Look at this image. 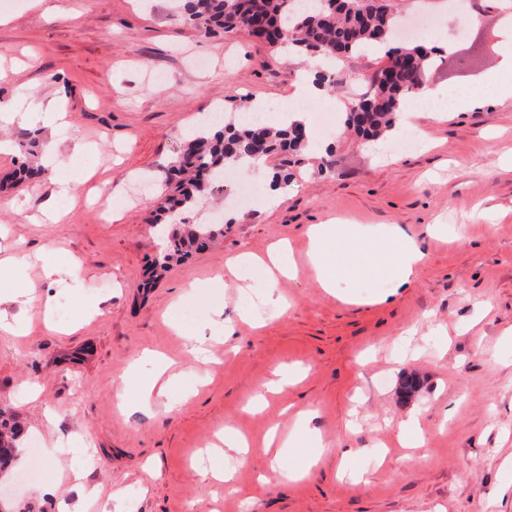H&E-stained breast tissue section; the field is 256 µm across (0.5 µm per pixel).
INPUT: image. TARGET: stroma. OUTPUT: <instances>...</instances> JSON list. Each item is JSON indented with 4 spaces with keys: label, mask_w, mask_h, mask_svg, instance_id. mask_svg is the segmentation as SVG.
Instances as JSON below:
<instances>
[{
    "label": "stroma",
    "mask_w": 512,
    "mask_h": 512,
    "mask_svg": "<svg viewBox=\"0 0 512 512\" xmlns=\"http://www.w3.org/2000/svg\"><path fill=\"white\" fill-rule=\"evenodd\" d=\"M501 20L494 8L464 30L453 13L437 15L450 49L428 71L430 84L452 100L480 90L502 56ZM382 64L377 53L343 56L337 67L349 84L329 99L295 102L330 152L325 172L312 160L295 167L298 188L276 207L262 197L233 205L240 183L226 182L185 217L201 224L223 206L232 218L223 234L155 279L173 227L150 220L189 132L212 107L245 99L276 116L306 57L242 32L205 35L173 16L170 0H0V103L34 117L51 106L64 113L65 125L44 128L39 142L83 160L74 216L31 223L53 186L16 182L28 127L1 129L16 149L0 155V230L20 251L85 269L79 282L33 270L55 327L38 309L7 304L30 324L26 336L0 335V409L40 447L60 438L95 450L84 466L45 457L35 472L30 449H20L9 480L15 502L32 512H97L85 495L96 488L121 512H232L243 494L253 512H512V100L422 120L416 147L399 152L390 138L367 148L341 129L323 131L325 115L342 116ZM21 83L33 93L21 95ZM108 196L122 201L114 222L103 218ZM330 223L396 226L421 243L425 263L393 295L384 252L361 256L358 243L341 239L332 256L338 292L327 293L305 253L309 225ZM282 238L298 267L276 288L288 306L254 332L240 315L263 313L261 274L225 292L210 283L229 258L265 255ZM192 285L200 294L185 299ZM87 294L109 299L91 319ZM172 315L200 328L222 362L198 367L170 329ZM150 350L199 374L191 396L175 391L148 409L120 403L122 374ZM282 364L304 379L250 411ZM411 374L420 386L406 397L401 383ZM305 408L325 448L292 481L269 471L262 440L275 425L290 432V411ZM412 414L424 428L415 463L402 466L393 453L379 460L380 444H395ZM228 426L252 442L229 486L207 475L208 447ZM344 448L357 449L362 479L338 477Z\"/></svg>",
    "instance_id": "1"
}]
</instances>
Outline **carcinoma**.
<instances>
[{"mask_svg": "<svg viewBox=\"0 0 512 512\" xmlns=\"http://www.w3.org/2000/svg\"><path fill=\"white\" fill-rule=\"evenodd\" d=\"M184 21L203 27L206 33L244 31L270 45L288 44L302 54H320L336 60L368 48L385 50L391 71L379 69L369 90L355 101L358 113L345 112L344 127L362 144L376 141L393 131L399 109L417 93L435 60L433 50L401 40L394 29L395 0H327L306 9L299 0H175ZM345 75L336 69L317 75L316 82L332 91ZM260 145L281 159V166L300 164L308 152L304 123L288 121L273 128L260 121L245 122L235 115L225 117L224 129L196 133L186 150L173 161L171 171L185 176L179 195L161 203L153 223L172 222L177 209L190 211L206 193L224 181V172L241 166ZM223 232L217 224H197L185 235L172 233L160 268L172 256L200 250ZM24 428L16 418L0 411V473L6 474L16 457Z\"/></svg>", "mask_w": 512, "mask_h": 512, "instance_id": "cac0c4a2", "label": "carcinoma"}]
</instances>
